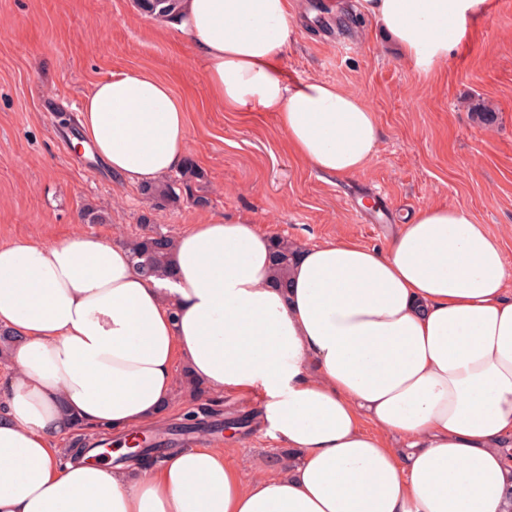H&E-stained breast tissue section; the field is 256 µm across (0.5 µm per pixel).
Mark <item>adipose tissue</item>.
<instances>
[{"mask_svg":"<svg viewBox=\"0 0 512 512\" xmlns=\"http://www.w3.org/2000/svg\"><path fill=\"white\" fill-rule=\"evenodd\" d=\"M402 57L446 61L485 0H362ZM288 0H180L175 28L212 101L272 112L289 148L350 176L380 126L360 97L294 80L280 54ZM83 145L133 185L178 170L185 103L147 70L98 81ZM212 214L174 242L169 279L81 232L0 245V512H512V272L460 207L431 206L379 250L300 248L280 288L272 239ZM213 394L260 391V421L291 455L247 480L221 445L148 469L63 448L83 429L161 424L177 364Z\"/></svg>","mask_w":512,"mask_h":512,"instance_id":"adipose-tissue-1","label":"adipose tissue"}]
</instances>
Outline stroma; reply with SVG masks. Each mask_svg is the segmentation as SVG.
I'll list each match as a JSON object with an SVG mask.
<instances>
[{"label":"stroma","mask_w":512,"mask_h":512,"mask_svg":"<svg viewBox=\"0 0 512 512\" xmlns=\"http://www.w3.org/2000/svg\"><path fill=\"white\" fill-rule=\"evenodd\" d=\"M295 22L280 61L291 78L357 94L376 112L381 139L368 164L324 175L292 155L274 113L227 112L210 99L186 37L133 0H0V245L50 241L75 230L122 243L177 237L207 214H248L259 232L296 245L347 238L387 249L403 218L432 205L464 208L497 239L512 271V0L483 15L447 61L420 71L386 43L372 18L352 23L357 0H291ZM167 77L190 115L188 155L203 173L207 206L159 209L75 149L57 116L112 74ZM491 112L493 124L479 115ZM92 207L106 223L81 219ZM262 396L232 391L192 398L177 376L167 441L190 413L245 476L284 445L257 423ZM248 419L246 427L237 422Z\"/></svg>","instance_id":"35a3bbf8"}]
</instances>
